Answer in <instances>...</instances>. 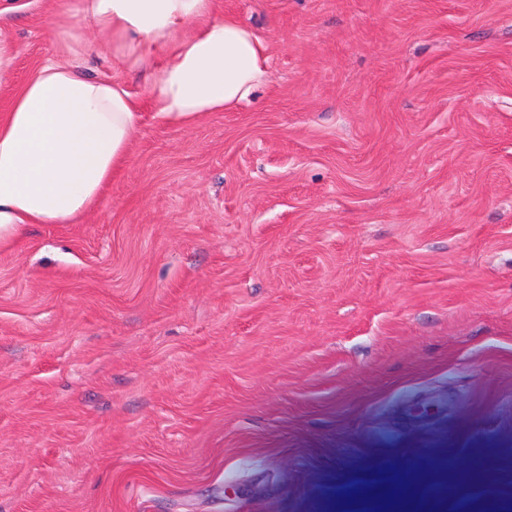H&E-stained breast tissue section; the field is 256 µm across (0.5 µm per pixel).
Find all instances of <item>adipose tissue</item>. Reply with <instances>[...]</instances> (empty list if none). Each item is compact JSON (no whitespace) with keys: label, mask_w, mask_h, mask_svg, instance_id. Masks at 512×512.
<instances>
[{"label":"adipose tissue","mask_w":512,"mask_h":512,"mask_svg":"<svg viewBox=\"0 0 512 512\" xmlns=\"http://www.w3.org/2000/svg\"><path fill=\"white\" fill-rule=\"evenodd\" d=\"M72 54L106 52L146 75L143 96L115 78L49 61L0 114V245L30 224H74L126 162L144 112L188 127L233 112L269 81L268 42L220 0H78L45 15Z\"/></svg>","instance_id":"obj_1"}]
</instances>
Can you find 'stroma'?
I'll use <instances>...</instances> for the list:
<instances>
[{"mask_svg":"<svg viewBox=\"0 0 512 512\" xmlns=\"http://www.w3.org/2000/svg\"><path fill=\"white\" fill-rule=\"evenodd\" d=\"M222 5L267 87L0 247V512H512V0Z\"/></svg>","mask_w":512,"mask_h":512,"instance_id":"stroma-1","label":"stroma"}]
</instances>
